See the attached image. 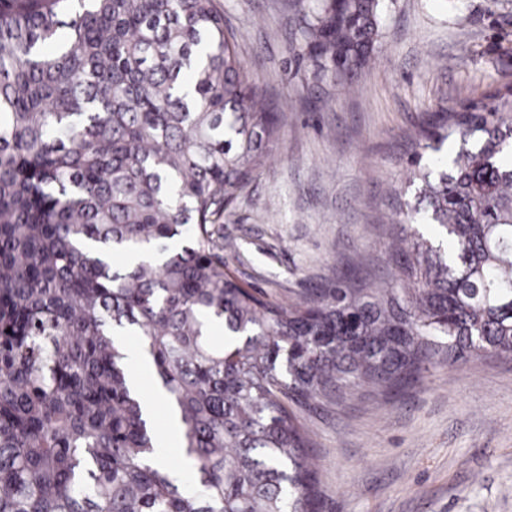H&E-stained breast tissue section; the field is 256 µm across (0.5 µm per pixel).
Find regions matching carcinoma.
<instances>
[{
	"mask_svg": "<svg viewBox=\"0 0 512 512\" xmlns=\"http://www.w3.org/2000/svg\"><path fill=\"white\" fill-rule=\"evenodd\" d=\"M382 2L308 0L296 55L351 76ZM278 123L218 0H0V512H321L286 400L512 356V87L427 111L407 137L417 203L393 190L388 281L288 307L224 272L217 227ZM142 247L162 262L113 267ZM117 329L142 337L186 485L148 464Z\"/></svg>",
	"mask_w": 512,
	"mask_h": 512,
	"instance_id": "cac0c4a2",
	"label": "carcinoma"
}]
</instances>
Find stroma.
<instances>
[{
	"instance_id": "35a3bbf8",
	"label": "stroma",
	"mask_w": 512,
	"mask_h": 512,
	"mask_svg": "<svg viewBox=\"0 0 512 512\" xmlns=\"http://www.w3.org/2000/svg\"><path fill=\"white\" fill-rule=\"evenodd\" d=\"M220 4L282 113L265 166L220 219L236 242L225 271L286 306L340 279L382 280L402 144L424 112L512 87V0H385L374 58L343 84L295 56L297 0ZM300 422L323 512H512V357L434 363Z\"/></svg>"
}]
</instances>
